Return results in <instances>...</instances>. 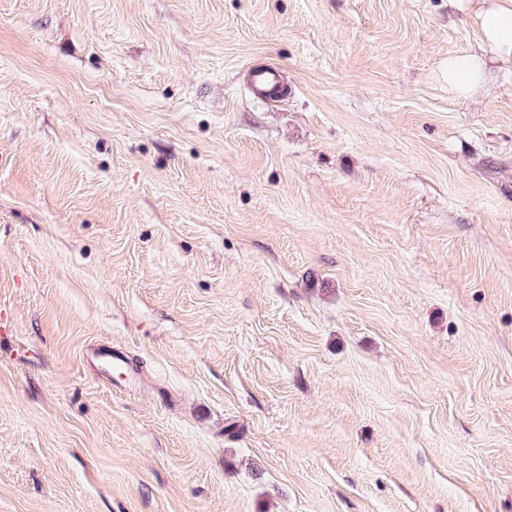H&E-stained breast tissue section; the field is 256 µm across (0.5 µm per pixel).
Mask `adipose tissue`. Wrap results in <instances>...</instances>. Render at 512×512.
I'll return each mask as SVG.
<instances>
[{
    "mask_svg": "<svg viewBox=\"0 0 512 512\" xmlns=\"http://www.w3.org/2000/svg\"><path fill=\"white\" fill-rule=\"evenodd\" d=\"M448 5L461 14H474L482 34V54L448 60V87L458 96L466 97L480 86L486 57L512 63V0H482L476 12L469 0H448Z\"/></svg>",
    "mask_w": 512,
    "mask_h": 512,
    "instance_id": "ef3b65f1",
    "label": "adipose tissue"
}]
</instances>
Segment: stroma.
<instances>
[{
  "label": "stroma",
  "mask_w": 512,
  "mask_h": 512,
  "mask_svg": "<svg viewBox=\"0 0 512 512\" xmlns=\"http://www.w3.org/2000/svg\"><path fill=\"white\" fill-rule=\"evenodd\" d=\"M481 51L448 0H0V512H512ZM248 86L254 96L269 100L279 99L285 92L281 71L270 65L253 67L248 73ZM85 354L87 357H90L94 364L100 363L110 372L112 369H125L123 356L120 352L113 351L112 347L106 345H93L87 348Z\"/></svg>",
  "instance_id": "stroma-1"
}]
</instances>
